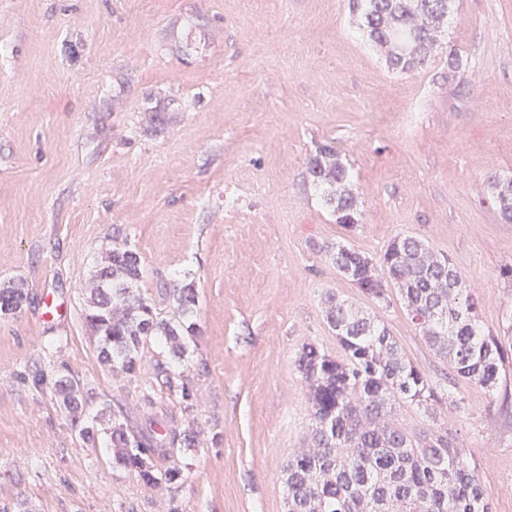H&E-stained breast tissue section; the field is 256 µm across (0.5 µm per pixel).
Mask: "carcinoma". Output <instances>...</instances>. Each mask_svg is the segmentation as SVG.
<instances>
[{"label":"carcinoma","mask_w":512,"mask_h":512,"mask_svg":"<svg viewBox=\"0 0 512 512\" xmlns=\"http://www.w3.org/2000/svg\"><path fill=\"white\" fill-rule=\"evenodd\" d=\"M453 0H349L368 42L400 73L423 71L437 57L448 75L460 71L459 51L445 40ZM307 174L335 222L347 231L361 223L359 194L346 157L330 145L310 157ZM490 196L512 222V177L492 174ZM336 271L378 306L397 290L408 319L452 372L496 393L508 351L479 319L466 277L424 240L393 237L379 258L340 241L323 247ZM144 268L139 254L123 246L106 250L86 288L85 319L97 335V359L109 371L136 377L145 346L156 339L173 365L185 361L192 341L197 296L185 286L172 291L173 309L164 316L139 291ZM27 299L19 287L0 289V316ZM325 318L342 351L334 356L307 342L296 356L308 386L311 450L296 451L281 471L286 512H493L475 465L462 454L453 430L435 423L437 408L461 400L431 382L403 352L385 324L347 299L329 295ZM163 378L141 391L140 407L158 413V393L193 400L184 372L161 368ZM52 395L82 440L98 447L104 435L112 467L134 475L149 489L169 491L168 512H178L176 491L182 471L153 463L160 448L188 451L198 446L196 431L136 433L109 395L71 372L53 379ZM410 404L431 424L408 432L398 419Z\"/></svg>","instance_id":"1"}]
</instances>
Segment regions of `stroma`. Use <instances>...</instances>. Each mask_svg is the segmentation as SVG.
Listing matches in <instances>:
<instances>
[{"label": "stroma", "mask_w": 512, "mask_h": 512, "mask_svg": "<svg viewBox=\"0 0 512 512\" xmlns=\"http://www.w3.org/2000/svg\"><path fill=\"white\" fill-rule=\"evenodd\" d=\"M443 62L396 73L365 43L347 0H0V288L28 300L0 317V504L38 512H158V493L86 448L48 386L67 369L148 429L138 377L97 360L83 288L107 249L141 256L142 294L170 311L197 291L184 409L200 445L166 454L182 469L179 512H285L280 474L309 442L303 343L338 353L323 314L334 293L359 301L322 250L341 241L377 257L409 234L447 254L478 313L512 337V223L487 177L512 175V0H456ZM345 154L363 222L336 224L307 161ZM61 316L42 317L46 302ZM405 354L464 411L458 432L494 512H512V362L496 398L455 380L399 301L374 307Z\"/></svg>", "instance_id": "1"}]
</instances>
